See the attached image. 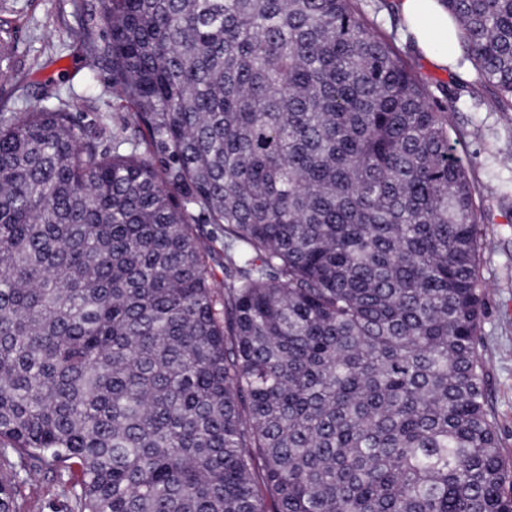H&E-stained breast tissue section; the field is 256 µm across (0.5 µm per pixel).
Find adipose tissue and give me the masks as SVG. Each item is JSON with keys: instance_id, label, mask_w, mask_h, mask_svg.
<instances>
[{"instance_id": "adipose-tissue-1", "label": "adipose tissue", "mask_w": 512, "mask_h": 512, "mask_svg": "<svg viewBox=\"0 0 512 512\" xmlns=\"http://www.w3.org/2000/svg\"><path fill=\"white\" fill-rule=\"evenodd\" d=\"M392 7L421 56L438 68L452 64L448 49L457 43V26L441 0H393Z\"/></svg>"}]
</instances>
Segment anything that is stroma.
Instances as JSON below:
<instances>
[{
    "label": "stroma",
    "mask_w": 512,
    "mask_h": 512,
    "mask_svg": "<svg viewBox=\"0 0 512 512\" xmlns=\"http://www.w3.org/2000/svg\"><path fill=\"white\" fill-rule=\"evenodd\" d=\"M96 0H15L14 18L28 55L18 58L20 85L11 101L0 107L10 118L39 106L38 93L50 87L62 99L75 101L72 114L84 137L111 142L127 119L115 109V98L104 64H89L84 40L106 31L85 23ZM373 27L385 35L416 72L440 110L448 115V135L454 153L474 185V206L493 250L484 252L480 279L487 290V310L481 323L482 354L488 374V401L506 453L512 455V118L490 112L462 97L453 102L440 96L442 86L467 79V72L435 69L400 29L391 0H358ZM20 512H67L72 505L67 475L37 473L21 476L15 485Z\"/></svg>",
    "instance_id": "35a3bbf8"
}]
</instances>
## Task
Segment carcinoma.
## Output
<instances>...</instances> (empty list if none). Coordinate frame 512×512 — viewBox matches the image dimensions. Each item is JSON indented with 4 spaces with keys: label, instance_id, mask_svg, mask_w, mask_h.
Masks as SVG:
<instances>
[{
    "label": "carcinoma",
    "instance_id": "1",
    "mask_svg": "<svg viewBox=\"0 0 512 512\" xmlns=\"http://www.w3.org/2000/svg\"><path fill=\"white\" fill-rule=\"evenodd\" d=\"M512 112V0H442ZM0 5V95L26 53ZM124 131L0 123V512H512L490 248L448 119L356 0H97ZM222 233L219 287L209 260ZM14 492L19 512H69L67 506L74 505L66 474H23Z\"/></svg>",
    "mask_w": 512,
    "mask_h": 512
}]
</instances>
